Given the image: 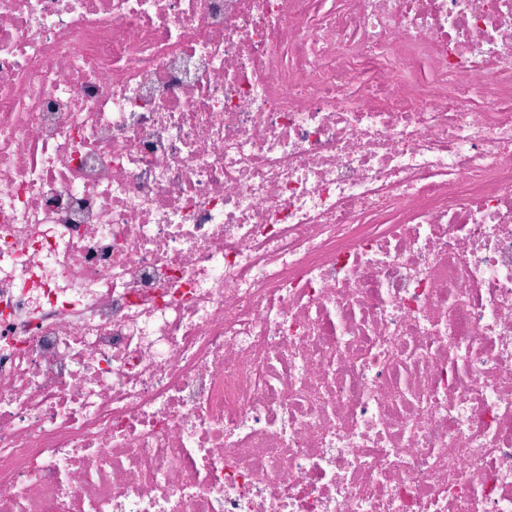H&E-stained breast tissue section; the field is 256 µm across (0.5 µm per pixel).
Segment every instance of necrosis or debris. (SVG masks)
Instances as JSON below:
<instances>
[{"label": "necrosis or debris", "mask_w": 512, "mask_h": 512, "mask_svg": "<svg viewBox=\"0 0 512 512\" xmlns=\"http://www.w3.org/2000/svg\"><path fill=\"white\" fill-rule=\"evenodd\" d=\"M0 512H512V0H0Z\"/></svg>", "instance_id": "obj_1"}]
</instances>
